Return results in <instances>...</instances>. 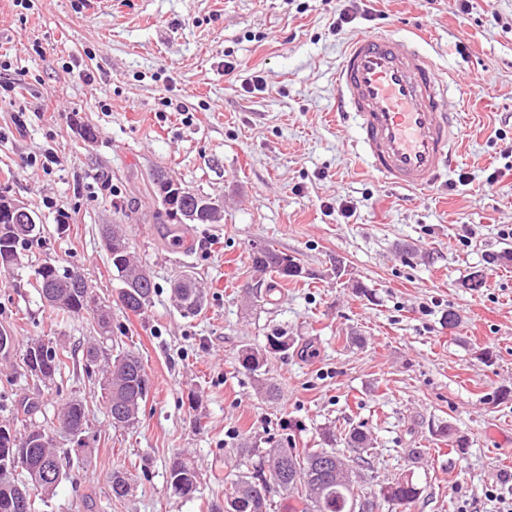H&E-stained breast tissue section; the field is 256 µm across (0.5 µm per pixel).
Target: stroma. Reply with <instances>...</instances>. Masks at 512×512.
I'll use <instances>...</instances> for the list:
<instances>
[{"label":"stroma","mask_w":512,"mask_h":512,"mask_svg":"<svg viewBox=\"0 0 512 512\" xmlns=\"http://www.w3.org/2000/svg\"><path fill=\"white\" fill-rule=\"evenodd\" d=\"M469 4L463 15L459 0H112L87 15L71 0H0V81L18 86L0 103V195L25 202L42 228L0 280V333L15 341L0 355V398L35 403L36 420L53 428L79 398L92 450L46 512H218L244 441L319 448L330 434L341 450L359 425L372 438L368 494L410 472L422 490L411 512H495L488 490L512 486V399L498 398L512 390V262L486 259L512 251L499 234L512 225V0ZM343 13L351 21L341 26ZM367 30L419 38L454 82L448 102L463 113V146L430 190L372 175L351 124L336 119V66ZM84 126L94 138L80 135ZM49 152L46 171L36 159ZM156 166L224 203L221 223L189 228L191 250L160 238L157 205L140 190ZM118 221L156 285L141 313L112 311L124 334L109 354H139L150 384L128 428L113 427L81 364L49 386L17 374L30 339L72 350L92 342L90 316L58 315L34 271L53 259L113 300L119 283L100 227ZM256 243L296 258L305 277L257 278ZM480 269L483 287L466 288ZM185 271L204 293L195 317L171 291ZM258 281L271 293L250 298ZM451 309L453 329L443 321ZM275 329L292 339L288 353L245 371L241 351L263 348ZM266 381L277 400L264 397ZM445 425L465 452L441 436ZM177 456L201 473L194 497L167 486ZM119 464L131 489L117 501L109 477Z\"/></svg>","instance_id":"35a3bbf8"}]
</instances>
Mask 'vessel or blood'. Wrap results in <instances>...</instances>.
<instances>
[{"label":"vessel or blood","mask_w":512,"mask_h":512,"mask_svg":"<svg viewBox=\"0 0 512 512\" xmlns=\"http://www.w3.org/2000/svg\"><path fill=\"white\" fill-rule=\"evenodd\" d=\"M336 111L349 118L369 169L394 187H433L461 138L449 81L417 39L365 32L336 69Z\"/></svg>","instance_id":"b4317fda"}]
</instances>
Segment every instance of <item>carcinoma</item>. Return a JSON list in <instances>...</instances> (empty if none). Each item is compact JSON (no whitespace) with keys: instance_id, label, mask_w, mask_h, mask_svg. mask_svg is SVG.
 <instances>
[{"instance_id":"cac0c4a2","label":"carcinoma","mask_w":512,"mask_h":512,"mask_svg":"<svg viewBox=\"0 0 512 512\" xmlns=\"http://www.w3.org/2000/svg\"><path fill=\"white\" fill-rule=\"evenodd\" d=\"M145 193L153 195L159 210L154 217L168 224L167 242L175 247L186 244L185 231L191 224H217L224 219L223 212L215 207L202 206L207 196L186 188L164 170L149 172L143 183ZM37 229L24 230L20 224L0 223V258L10 256L13 266L0 265V273H9L19 265L22 252L38 242ZM105 249L112 265V273L120 286L128 289L129 305L123 311L140 312L147 308L156 292V286L143 267L136 261L133 246L120 224L106 227L103 236ZM252 262L259 273L274 272L284 279L302 277L294 258L267 244L253 251ZM36 290L42 300L66 317L83 313L92 315L94 330L99 342L82 351L86 374L101 360L106 368L99 370L101 396L112 414V425L125 427L137 421L149 394V380L140 358L132 351L119 352L113 358L105 356L102 343L112 340V311L102 310L104 303L97 301L82 274L73 267L55 266L50 269L42 263L35 271ZM178 307L187 316L201 313L204 300L198 281L192 275L182 279L178 288L172 289ZM291 348L287 333L274 329L266 336L261 350L246 348L239 358L240 366L250 373H257L264 365L265 353H286ZM71 352L51 341L39 338L30 340L22 353V376L43 383L54 381L66 368ZM33 410L23 409V416H14L15 425H0V512H32V494L48 503L57 489L68 478L74 465L83 461L88 449L80 440V427L85 424V407L80 399H72L62 409L61 415L70 420L72 431L67 437L77 447L66 456L55 450L54 437L32 418ZM345 444L357 448L361 455L353 462L360 469L370 465L366 457L370 449L367 433L356 427L348 432ZM244 470L231 480L224 494V512H268V494L272 487L288 494L297 501L293 512H374L385 503L390 512H409L419 499L421 490L413 477L405 475L380 489L381 502H375L358 480H340L336 468L348 465V459L335 448H257L242 446L237 449ZM56 461L59 479L35 486L42 477L47 461ZM199 472L193 462L175 457L167 472V485L173 494L191 498L198 492ZM112 498L121 500L130 491L126 473L119 469L110 477Z\"/></svg>"}]
</instances>
